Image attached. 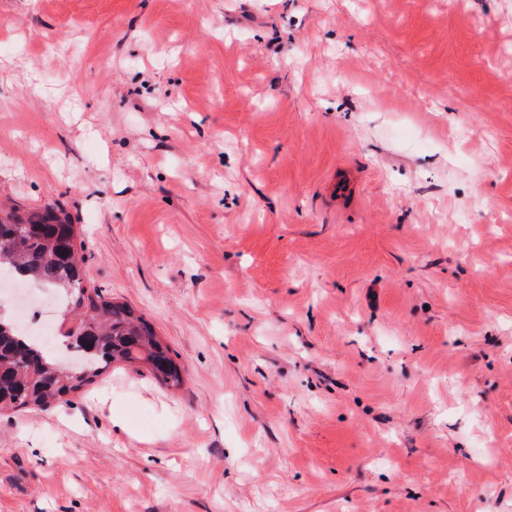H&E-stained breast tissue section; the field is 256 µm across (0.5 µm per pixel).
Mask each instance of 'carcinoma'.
<instances>
[{"label": "carcinoma", "mask_w": 512, "mask_h": 512, "mask_svg": "<svg viewBox=\"0 0 512 512\" xmlns=\"http://www.w3.org/2000/svg\"><path fill=\"white\" fill-rule=\"evenodd\" d=\"M83 263L76 225L61 204L0 207V277L9 268L27 282L59 289L71 321L64 338L90 361V373L65 375L50 346L10 324V332L0 331V411L67 404L114 364L141 363L165 388L183 386V372L153 325L128 304L87 287Z\"/></svg>", "instance_id": "cac0c4a2"}]
</instances>
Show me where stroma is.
<instances>
[{
  "label": "stroma",
  "mask_w": 512,
  "mask_h": 512,
  "mask_svg": "<svg viewBox=\"0 0 512 512\" xmlns=\"http://www.w3.org/2000/svg\"><path fill=\"white\" fill-rule=\"evenodd\" d=\"M0 201L154 326L0 416V512H512V0H0Z\"/></svg>",
  "instance_id": "stroma-1"
}]
</instances>
